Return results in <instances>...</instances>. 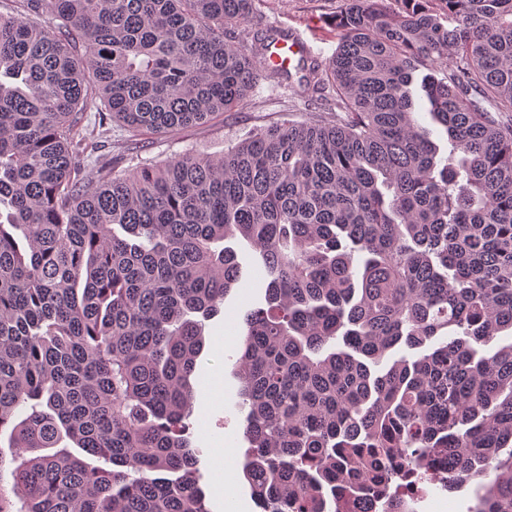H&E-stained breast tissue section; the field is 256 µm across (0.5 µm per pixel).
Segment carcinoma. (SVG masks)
Instances as JSON below:
<instances>
[{
	"mask_svg": "<svg viewBox=\"0 0 512 512\" xmlns=\"http://www.w3.org/2000/svg\"><path fill=\"white\" fill-rule=\"evenodd\" d=\"M0 13V512H210L185 436L201 321L249 247L238 361L260 512H355L428 481L512 512V0H347L310 61L336 120L118 170L94 108L164 133L242 105L281 32L253 0H14ZM47 17L49 25L36 19ZM455 61V68L445 63ZM448 154L416 118L411 86ZM120 227L123 235L115 232ZM395 350L413 352L386 368ZM70 441L74 452L64 441Z\"/></svg>",
	"mask_w": 512,
	"mask_h": 512,
	"instance_id": "1",
	"label": "carcinoma"
}]
</instances>
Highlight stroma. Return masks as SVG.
Segmentation results:
<instances>
[{"mask_svg":"<svg viewBox=\"0 0 512 512\" xmlns=\"http://www.w3.org/2000/svg\"><path fill=\"white\" fill-rule=\"evenodd\" d=\"M345 5L346 0H255L245 27L255 31L272 26L296 32L308 44L309 58L324 62L338 47L340 36L332 22ZM308 117L297 98L263 81L243 106L176 132L135 135L118 121L99 125L93 110L84 113L79 130L88 152L125 169L135 162L161 161L187 151L217 157L260 127L288 120L302 122ZM241 256L239 283L220 311L202 322L206 346L193 375L195 397L188 423L199 450L196 476L209 512H257L239 465L248 444L243 438L245 414L239 407L236 340L244 336V316L260 301L261 293L249 251H242ZM225 446L233 450L234 462L228 468L220 466L215 456L216 449Z\"/></svg>","mask_w":512,"mask_h":512,"instance_id":"obj_1","label":"stroma"}]
</instances>
